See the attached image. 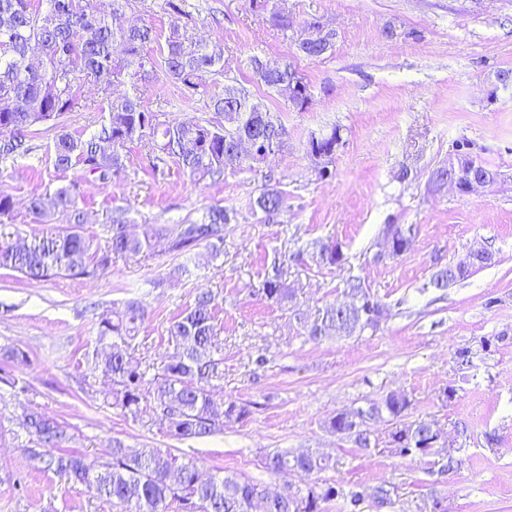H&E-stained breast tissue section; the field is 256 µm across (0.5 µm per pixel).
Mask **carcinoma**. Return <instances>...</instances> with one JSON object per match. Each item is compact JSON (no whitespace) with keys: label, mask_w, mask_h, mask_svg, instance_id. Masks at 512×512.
Here are the masks:
<instances>
[{"label":"carcinoma","mask_w":512,"mask_h":512,"mask_svg":"<svg viewBox=\"0 0 512 512\" xmlns=\"http://www.w3.org/2000/svg\"><path fill=\"white\" fill-rule=\"evenodd\" d=\"M145 0H112L108 15L93 12L86 0H49V11L39 13L35 0H0V158H26L33 152L32 128L48 124L57 130L51 146L56 169L64 171L80 163L86 171L106 181L125 167L122 150L142 144L155 159L178 160L183 171L198 179L219 177L227 169L243 163L235 152V137L247 132L259 142L248 159L257 162L281 151L286 144V129L263 104L254 101L242 86L227 84L224 93L208 91L209 77L224 71L222 55L213 53L193 39L188 31L195 19L186 10L185 0H163L164 12L171 18L170 32L160 47V58L153 63L174 85L190 98L206 99L208 111L216 118L200 119L176 125L160 123L157 115L133 93L112 97V88L131 84L139 90L146 79L145 51L157 42L155 29L127 23V11ZM250 9L265 14L267 21L283 32L292 20L283 0H247ZM335 33L328 31L301 56L318 60L333 50ZM33 47L42 49L44 67L39 74L24 71L22 62ZM251 65L260 71L259 79L292 107L304 111L311 95L288 96L291 81H303L298 72L289 73L288 62L263 64L257 58ZM82 73L101 89L107 101L102 109L100 127L88 138L67 131L65 116L75 111L81 99ZM340 130L321 137H311L308 151L330 153L335 150ZM78 183L59 188L56 206L66 222L42 236L27 237L20 230L0 231V269L17 271L31 279L50 277L80 278L112 266V259L143 255L155 243L166 240L169 250L190 254L206 242L217 248L223 241L224 225L232 223L234 213L215 206L201 218L184 224H143L140 233L128 230L127 211L112 210L105 247L81 231L84 214L77 207ZM285 204L277 189L262 192L255 206L266 219H274ZM466 273L448 266L436 272L431 285L442 289L465 278ZM259 293L282 303L293 297L284 278V269L273 264L265 273ZM212 295H196L193 306L183 311L167 328L168 341L176 351L162 368L151 374L135 359L130 343L138 333L145 309L138 301L128 302L118 310L105 309L96 314L98 334L87 371L101 373L108 379L101 391L106 406L134 422L177 424L180 432H167L177 439H201L224 429V423L244 419L249 409L234 402H224L216 390L224 380V355L218 345ZM353 317L339 305L326 309L321 321L307 329L317 340ZM383 420L392 426L390 442L405 441L402 457L431 452V426L428 421L407 423L404 412L410 401L401 393H390L380 401ZM8 432L17 438L28 437L36 451L33 460L41 469L84 486L92 498L117 512H321V505L338 497L336 486L307 483L291 487L282 495H259L262 485L235 473L222 477L206 475L198 464L179 457L167 448L131 446L121 439L112 441L110 459L99 463L84 454L62 451L74 438L71 427L35 409L21 406L11 418ZM329 427L359 448L372 447V432L354 430L344 413L334 416ZM181 472L175 482L167 479L172 468ZM263 467L272 473L296 471L310 476L328 468V459L309 453L288 451L268 454ZM383 486L359 487L344 498V512H363L370 499H382Z\"/></svg>","instance_id":"1"}]
</instances>
